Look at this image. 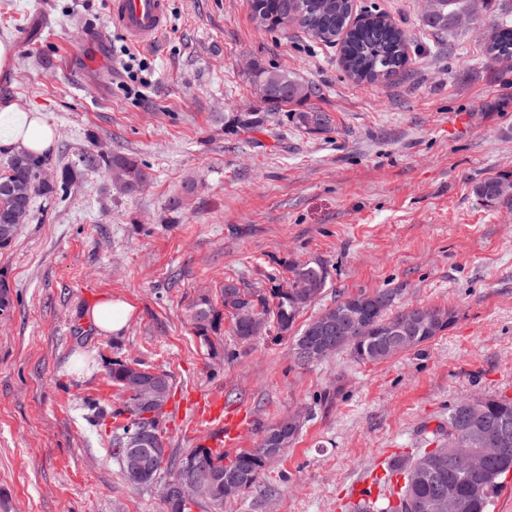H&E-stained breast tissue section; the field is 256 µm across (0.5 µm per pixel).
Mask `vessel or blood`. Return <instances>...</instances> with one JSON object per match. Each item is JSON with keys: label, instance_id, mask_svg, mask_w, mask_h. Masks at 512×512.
I'll list each match as a JSON object with an SVG mask.
<instances>
[{"label": "vessel or blood", "instance_id": "vessel-or-blood-1", "mask_svg": "<svg viewBox=\"0 0 512 512\" xmlns=\"http://www.w3.org/2000/svg\"><path fill=\"white\" fill-rule=\"evenodd\" d=\"M111 16L126 39L138 45L153 40L163 30L167 3L166 0H112ZM190 417L200 423L203 444L212 452L220 453L235 446L240 429L235 407L207 399L191 409Z\"/></svg>", "mask_w": 512, "mask_h": 512}]
</instances>
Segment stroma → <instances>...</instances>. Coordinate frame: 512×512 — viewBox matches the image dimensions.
<instances>
[{"mask_svg": "<svg viewBox=\"0 0 512 512\" xmlns=\"http://www.w3.org/2000/svg\"><path fill=\"white\" fill-rule=\"evenodd\" d=\"M425 0H356L409 38L411 64L377 85L350 79L339 49L299 28L255 23L250 0H168V22L135 51L149 65L128 94L112 56L127 40L109 0H0L14 61L0 99L55 131L50 192L0 249L13 301L0 315V512H168L155 487H132L108 449L112 361L171 376L172 402L223 396L244 430L303 417L295 442L224 512H353L350 488L394 456L431 445L463 398H512V196L474 185L512 174V59L490 61L487 24L503 0H477L454 27L424 25ZM288 72L316 94L235 133L265 105L255 68ZM330 123L313 132L296 112ZM123 154L151 179L119 193L104 161ZM322 262L327 285L303 325L337 300L378 290L397 308L452 309L447 331L381 363L348 353L312 365L293 333L243 343L222 321L198 336L189 308L225 281L284 287L294 262ZM130 304L122 332L84 318L101 297ZM505 185L512 187L511 175L487 178L474 186V193L489 201L498 200L506 196L501 192L502 186Z\"/></svg>", "mask_w": 512, "mask_h": 512, "instance_id": "35a3bbf8", "label": "stroma"}]
</instances>
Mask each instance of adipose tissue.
<instances>
[{"label":"adipose tissue","instance_id":"1","mask_svg":"<svg viewBox=\"0 0 512 512\" xmlns=\"http://www.w3.org/2000/svg\"><path fill=\"white\" fill-rule=\"evenodd\" d=\"M54 137L53 129L39 113L22 108L10 99L0 100V149L41 154L52 147ZM132 312L128 303L106 297L88 308L85 317L99 331L112 334L127 326Z\"/></svg>","mask_w":512,"mask_h":512}]
</instances>
